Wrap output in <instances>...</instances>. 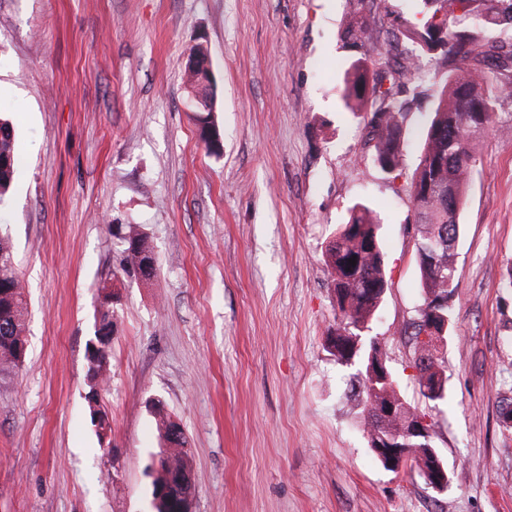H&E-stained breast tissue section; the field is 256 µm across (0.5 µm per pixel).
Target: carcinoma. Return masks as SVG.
Instances as JSON below:
<instances>
[{
    "instance_id": "obj_1",
    "label": "carcinoma",
    "mask_w": 512,
    "mask_h": 512,
    "mask_svg": "<svg viewBox=\"0 0 512 512\" xmlns=\"http://www.w3.org/2000/svg\"><path fill=\"white\" fill-rule=\"evenodd\" d=\"M360 11L349 21L344 38L359 45L375 20L376 0H357ZM422 19L402 31L414 50L396 67L372 69L362 58L345 71L340 90L343 106L367 119L375 140L374 161L390 173L402 167V148L406 113L395 104L393 89L401 83L419 79L420 54H441L447 66L439 86L432 118L427 127L418 163L411 174L410 196L417 216L415 254L419 271L421 303L415 317L404 324L401 335L413 349L419 393L428 403L448 398V375L438 356L439 350L420 340L427 323L439 327L452 324L458 283L456 246L460 216L467 206V190L477 162L476 141L489 129L494 106L499 98L512 94V82L487 81L483 67L491 64L506 70L512 63V50L490 44L483 26L464 23L467 15L484 17V23L512 25V0H420ZM201 137L214 154L223 148L222 132L214 121V91L200 102ZM17 165L11 122L0 115V205L12 192ZM380 219L363 203L350 209L346 223L340 225L325 249L329 288L336 304V333L327 338L326 350L336 363L357 366L349 380L348 393L362 404L361 426L369 449L376 448L375 437L392 436L409 419L425 413L401 395L393 372L380 363L381 343L363 330L370 328L388 288L383 252L379 239ZM119 268L125 273L148 263L142 279L154 276L153 246L138 224L126 225L122 237ZM356 264H350V261ZM27 301L13 254L0 237V371L15 369L21 363L20 347L27 344ZM113 295L101 291L96 310L94 342L99 357L90 362L88 402L91 420L102 435L110 428L105 411L97 407L99 394L107 384L109 352L114 333ZM159 447L150 454L145 473L151 478L154 512H168L167 500L158 495L178 474L195 476L188 440L180 432L172 437L174 420L164 414L160 402L154 403ZM161 468H153L155 461ZM441 461L433 437L417 436L404 462L424 482L434 479V464Z\"/></svg>"
}]
</instances>
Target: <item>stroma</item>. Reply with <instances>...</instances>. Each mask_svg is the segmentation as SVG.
Returning <instances> with one entry per match:
<instances>
[{"label":"stroma","mask_w":512,"mask_h":512,"mask_svg":"<svg viewBox=\"0 0 512 512\" xmlns=\"http://www.w3.org/2000/svg\"><path fill=\"white\" fill-rule=\"evenodd\" d=\"M0 0V114L18 168L0 211L29 304L28 355L0 374V512H151L153 400L183 427L194 512H512V97L477 144L457 244L456 316L440 355L448 398L424 405L447 491L371 455L335 327L323 252L349 208L381 217L388 289L379 338L404 399H422L400 334L421 301L408 183L438 91L407 112L401 174L380 169L339 90L346 67L402 57L413 0ZM208 45L223 151L199 141L183 81ZM140 224L150 281L117 274L114 225ZM115 296L112 430L98 438L87 345L98 289ZM357 2L361 5V9L349 21L344 31V38L353 47L358 46L362 42L368 27L375 20V17L372 15V8L376 0H357ZM366 3L369 5L367 9Z\"/></svg>","instance_id":"35a3bbf8"}]
</instances>
